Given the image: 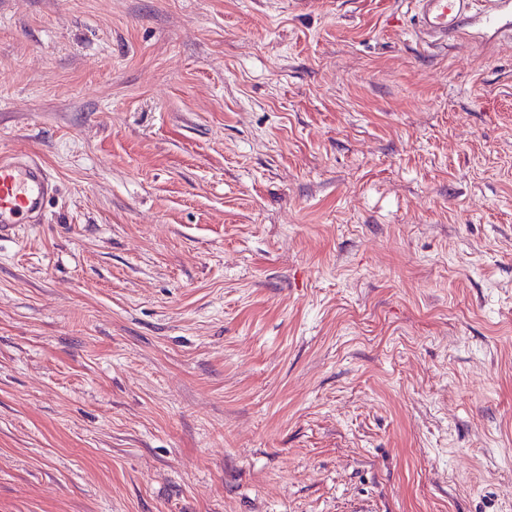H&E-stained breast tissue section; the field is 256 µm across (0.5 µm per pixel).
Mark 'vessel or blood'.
<instances>
[{"label": "vessel or blood", "mask_w": 512, "mask_h": 512, "mask_svg": "<svg viewBox=\"0 0 512 512\" xmlns=\"http://www.w3.org/2000/svg\"><path fill=\"white\" fill-rule=\"evenodd\" d=\"M508 0H416L417 26L435 47L447 42L475 12L484 11L494 32H512ZM56 191L51 173L25 154L0 157V238L17 234L20 221L40 223Z\"/></svg>", "instance_id": "1"}]
</instances>
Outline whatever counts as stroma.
Segmentation results:
<instances>
[{
	"label": "stroma",
	"instance_id": "35a3bbf8",
	"mask_svg": "<svg viewBox=\"0 0 512 512\" xmlns=\"http://www.w3.org/2000/svg\"><path fill=\"white\" fill-rule=\"evenodd\" d=\"M410 0H0V512H512V38ZM56 191L51 173L29 155L0 157V240L15 236L21 219L40 223Z\"/></svg>",
	"mask_w": 512,
	"mask_h": 512
}]
</instances>
